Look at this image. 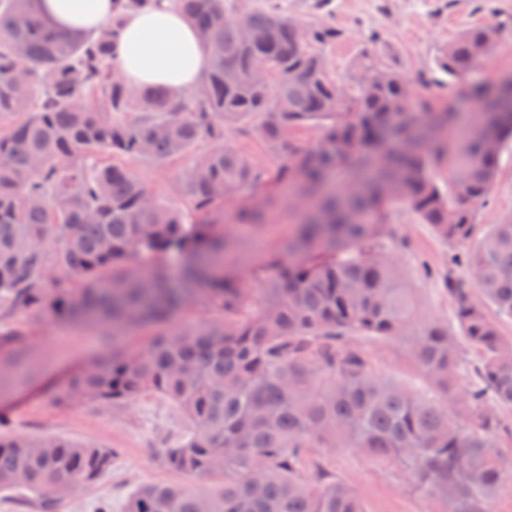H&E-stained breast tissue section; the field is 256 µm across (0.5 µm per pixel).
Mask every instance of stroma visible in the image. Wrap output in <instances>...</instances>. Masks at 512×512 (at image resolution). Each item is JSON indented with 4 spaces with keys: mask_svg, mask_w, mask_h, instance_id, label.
<instances>
[{
    "mask_svg": "<svg viewBox=\"0 0 512 512\" xmlns=\"http://www.w3.org/2000/svg\"><path fill=\"white\" fill-rule=\"evenodd\" d=\"M289 14L312 19L324 14L343 37L327 56L337 78H348L371 33H379L380 61L403 71L412 81V93L437 101L454 97L459 87L497 83L512 74V0H327L317 11L316 0H283ZM478 25L502 27L503 33L487 57L462 77L445 74L435 65L439 51L466 29ZM190 159L173 164L129 160L128 165L159 199L186 207L177 177ZM512 213V141L505 144L488 204L477 208L473 239L488 225ZM391 221L400 239L409 244L402 254L406 282L413 288L422 321L453 319V306L440 280L448 269L449 247L432 227L399 208ZM288 214L275 212L268 224L246 229L231 226L237 242L231 260L244 288L259 286L258 270L281 255L288 238ZM0 328L21 330L19 344L34 369L21 375L0 397L7 422L1 431L14 435L58 436L105 448L112 453L111 468L94 484L59 500L55 512H97L108 504L112 512H126L129 498L151 484H180L184 475L168 468L159 455L161 442L183 430L175 408L163 397L147 394L118 407L71 406L53 401L48 386L63 382L72 372L120 344L134 350L146 346L152 329L137 327L112 338L101 329L63 320H46L18 311L0 310ZM371 371L393 382L417 388L422 378L407 354L405 339L351 337ZM305 478L321 476L344 483L365 512H449L447 503L417 490L399 469L365 460L353 448H310L302 468Z\"/></svg>",
    "mask_w": 512,
    "mask_h": 512,
    "instance_id": "1",
    "label": "stroma"
}]
</instances>
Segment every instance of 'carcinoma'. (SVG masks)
<instances>
[{
    "label": "carcinoma",
    "mask_w": 512,
    "mask_h": 512,
    "mask_svg": "<svg viewBox=\"0 0 512 512\" xmlns=\"http://www.w3.org/2000/svg\"><path fill=\"white\" fill-rule=\"evenodd\" d=\"M159 0H119L90 34L48 24L35 0H0V307L112 331L166 328L145 347L114 351L61 383L67 405L167 398L183 436L161 448L186 477L215 475L217 490L151 485L126 512H364L342 483L302 473L307 448H354L402 468L451 512L480 503L512 477L497 449L492 405L512 406V337L484 303L512 318V217L470 249L484 302L454 272L443 284L456 330L417 321L390 211L403 205L450 245L469 243L476 208L512 140V96L462 94L479 110L462 122L411 93L368 39L340 81L327 51L336 26L288 14L280 0L240 12L231 0H170L199 31L208 64L192 91L131 88L112 60L121 18ZM501 29L474 27L448 44L440 70L459 76L483 60ZM265 68L266 80L253 72ZM258 134L273 158L262 169L226 142L231 128ZM321 130L301 147L294 132ZM207 153L194 156L197 145ZM193 157L179 186L191 212L155 198L123 160ZM448 169L441 188L432 172ZM271 184L306 203L288 211L294 233L275 273L252 294L228 264L226 224L268 223ZM237 202L230 219L224 203ZM176 257L136 270L139 256ZM203 303L216 320L169 322ZM19 330L0 333V376L22 367ZM404 336L427 387L373 374L350 336ZM478 350L476 382L461 376L460 344ZM112 465V452L48 436L0 433V492L24 488L52 512Z\"/></svg>",
    "instance_id": "cac0c4a2"
}]
</instances>
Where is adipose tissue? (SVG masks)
Instances as JSON below:
<instances>
[{
  "instance_id": "adipose-tissue-1",
  "label": "adipose tissue",
  "mask_w": 512,
  "mask_h": 512,
  "mask_svg": "<svg viewBox=\"0 0 512 512\" xmlns=\"http://www.w3.org/2000/svg\"><path fill=\"white\" fill-rule=\"evenodd\" d=\"M35 6L50 23L75 33L93 32L114 16L113 0H36ZM113 62L131 85L175 92L194 88L207 67L194 27L165 4L125 18Z\"/></svg>"
}]
</instances>
